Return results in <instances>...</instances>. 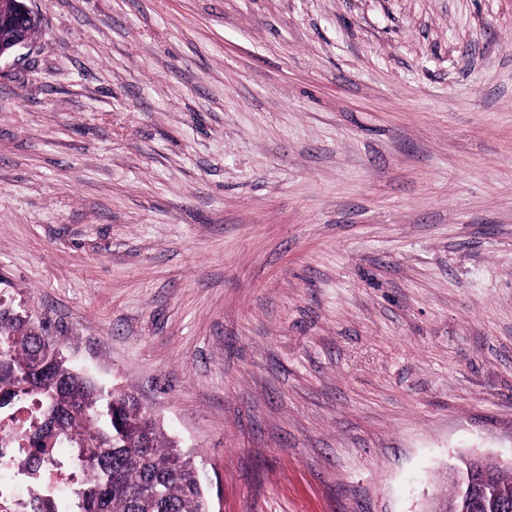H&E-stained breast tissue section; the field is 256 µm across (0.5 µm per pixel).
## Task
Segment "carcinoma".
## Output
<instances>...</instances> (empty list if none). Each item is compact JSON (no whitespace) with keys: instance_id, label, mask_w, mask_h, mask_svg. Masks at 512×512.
I'll use <instances>...</instances> for the list:
<instances>
[{"instance_id":"cac0c4a2","label":"carcinoma","mask_w":512,"mask_h":512,"mask_svg":"<svg viewBox=\"0 0 512 512\" xmlns=\"http://www.w3.org/2000/svg\"><path fill=\"white\" fill-rule=\"evenodd\" d=\"M38 411L23 429L25 455L14 461L31 478L58 448H70L81 473L68 509L34 491L28 512H208L195 467L160 422L143 417L135 393L107 389L76 369L48 342L32 314L0 303V414L20 397ZM485 479L468 488L449 482L445 504L434 512H512V468L489 458H464Z\"/></svg>"}]
</instances>
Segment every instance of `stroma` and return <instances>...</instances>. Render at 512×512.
Instances as JSON below:
<instances>
[{
	"label": "stroma",
	"instance_id": "stroma-1",
	"mask_svg": "<svg viewBox=\"0 0 512 512\" xmlns=\"http://www.w3.org/2000/svg\"><path fill=\"white\" fill-rule=\"evenodd\" d=\"M0 301L215 512H429L512 460V0H31Z\"/></svg>",
	"mask_w": 512,
	"mask_h": 512
}]
</instances>
